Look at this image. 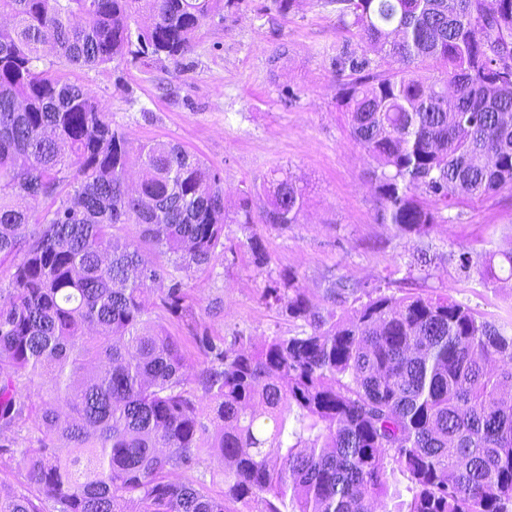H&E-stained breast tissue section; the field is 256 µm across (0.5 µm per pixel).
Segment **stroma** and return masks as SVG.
<instances>
[{"instance_id":"35a3bbf8","label":"stroma","mask_w":512,"mask_h":512,"mask_svg":"<svg viewBox=\"0 0 512 512\" xmlns=\"http://www.w3.org/2000/svg\"><path fill=\"white\" fill-rule=\"evenodd\" d=\"M351 51L371 65L381 62L327 0H296L284 16L272 0H235L202 25L185 56L62 66L69 80L92 91L132 144H177L219 172L227 206L249 191L255 211H262L274 178H291L303 190L297 223L225 224L223 259L184 278L188 314H161V323L181 337L192 369L203 361L193 328L228 340L247 336L255 345L300 332L301 321L262 299L266 286L291 274L321 309L328 306L327 288L343 279L372 282L398 296L445 295L499 323L512 322V287H483L448 259L462 248L488 252L512 242V194L444 211L428 237L394 238L390 226L376 220L375 164L352 139L337 104L342 83L352 77L341 64ZM254 235L269 256L260 269L247 246ZM422 248L432 258L426 266L416 261ZM13 438L14 451L0 452V486L20 490L28 482L20 451L37 441L25 429Z\"/></svg>"}]
</instances>
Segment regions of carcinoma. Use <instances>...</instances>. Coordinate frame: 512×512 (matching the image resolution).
I'll return each mask as SVG.
<instances>
[{"mask_svg": "<svg viewBox=\"0 0 512 512\" xmlns=\"http://www.w3.org/2000/svg\"><path fill=\"white\" fill-rule=\"evenodd\" d=\"M387 69L348 54L351 135L373 159L376 220L426 235L442 211L512 191V0H330ZM224 0H0V436L32 488L0 512H512V332L446 297L338 280L322 313L256 347L197 330L203 367L153 318L183 315L177 272L209 267L229 210L220 174L185 148L133 145L55 67L190 52ZM430 62L424 81L415 67ZM140 164V182L129 167ZM303 191L272 182L239 224L298 223ZM484 286L512 281V241L449 254ZM153 288L156 295L147 293ZM210 399L204 410L189 384ZM209 415L214 430L204 423ZM220 457L224 494L173 478Z\"/></svg>", "mask_w": 512, "mask_h": 512, "instance_id": "cac0c4a2", "label": "carcinoma"}]
</instances>
